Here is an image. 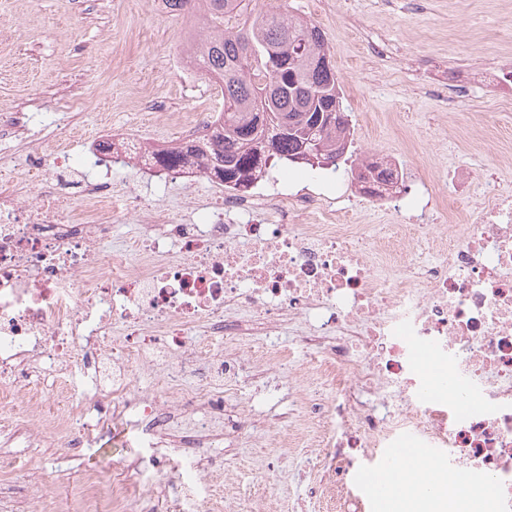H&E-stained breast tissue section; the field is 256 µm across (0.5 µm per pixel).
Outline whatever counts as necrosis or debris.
<instances>
[{
	"mask_svg": "<svg viewBox=\"0 0 512 512\" xmlns=\"http://www.w3.org/2000/svg\"><path fill=\"white\" fill-rule=\"evenodd\" d=\"M41 174L33 201L0 185V398L12 399L31 363L74 373L81 386L40 387L74 400L80 440L135 427L144 448L170 442L159 424L178 411L212 431L223 416L240 443L257 433L237 396L245 347L291 330L321 393L286 394L290 424L317 436L315 467L333 512H370L355 476L411 437L437 451L457 498L512 512V191L492 173L475 223L431 189L414 223L376 233L323 197L216 183L209 201L178 220L135 188L109 181L67 190L71 154L26 155ZM250 223H239L242 214ZM143 229L136 247L106 248L117 224ZM220 336L213 353L197 334ZM151 370L160 395L132 394V370ZM466 399L457 414L453 397ZM157 486L86 473L82 512H131Z\"/></svg>",
	"mask_w": 512,
	"mask_h": 512,
	"instance_id": "necrosis-or-debris-1",
	"label": "necrosis or debris"
}]
</instances>
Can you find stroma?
<instances>
[{
  "label": "stroma",
  "instance_id": "stroma-1",
  "mask_svg": "<svg viewBox=\"0 0 512 512\" xmlns=\"http://www.w3.org/2000/svg\"><path fill=\"white\" fill-rule=\"evenodd\" d=\"M283 3L322 29L343 90L353 144L331 196L353 223H407L408 212L361 205L353 183L361 163L389 153L402 159L403 197L419 176L466 224L476 217L488 172L512 182V104L491 79L512 70V0H421L417 10L409 0H250L248 8ZM201 28L199 14L171 15L153 0H0V113H15L48 153H81L105 131L145 145L174 138L179 113L224 108L214 81L186 61V39ZM46 98L78 102L70 139L55 136L52 114L40 108ZM147 99L157 102L155 113L143 109ZM7 180L23 187L24 199L34 198L37 178L13 141L0 142V182ZM289 383L318 389L299 356L277 372L248 373L240 395L256 402ZM114 453L108 432L92 444H25L0 432V456L13 461L0 470V512H29L40 487L50 512H59L74 501L87 470L111 465ZM204 453L221 488L242 506L268 497L274 512H295L316 485L310 445L289 447L284 425L240 448L213 439ZM164 454L137 481L177 480L196 451Z\"/></svg>",
  "mask_w": 512,
  "mask_h": 512
}]
</instances>
